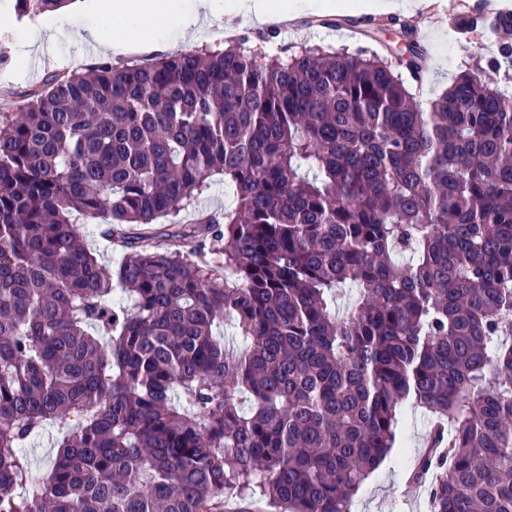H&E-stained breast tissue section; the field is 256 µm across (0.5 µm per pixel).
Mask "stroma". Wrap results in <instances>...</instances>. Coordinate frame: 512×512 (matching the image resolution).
Returning a JSON list of instances; mask_svg holds the SVG:
<instances>
[{"mask_svg":"<svg viewBox=\"0 0 512 512\" xmlns=\"http://www.w3.org/2000/svg\"><path fill=\"white\" fill-rule=\"evenodd\" d=\"M423 8L399 14V24L423 31L430 52L428 70L418 82L421 100H430L445 91L453 80L468 67L476 66L486 56L484 39L479 33L448 39V19L475 11L478 0H425ZM56 23V39L40 50H32L21 41L29 17H17L14 0H0V109L14 110L29 94L42 86L49 74L86 68L100 59L95 45L83 41L80 31L93 23L90 15L72 10L52 12ZM351 20L375 27L384 24L387 34L373 41L359 38L337 27L338 19ZM387 13H351L315 9L304 12L300 18L280 27L260 25L235 16L228 8H221L216 16L204 24L201 33L193 39L176 44V51L197 46L224 47L228 42L241 40L246 46H261L269 54L289 58L302 45H323L349 51L369 50L386 55L393 45L396 26H390ZM432 416L424 409L407 411L402 423L400 448L394 449L353 499L352 512H428L426 490L416 492L407 488L408 474L425 447Z\"/></svg>","mask_w":512,"mask_h":512,"instance_id":"obj_1","label":"stroma"}]
</instances>
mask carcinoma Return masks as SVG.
<instances>
[{
	"label": "carcinoma",
	"instance_id": "carcinoma-1",
	"mask_svg": "<svg viewBox=\"0 0 512 512\" xmlns=\"http://www.w3.org/2000/svg\"><path fill=\"white\" fill-rule=\"evenodd\" d=\"M457 26L512 58V11ZM216 174L234 206L202 211ZM90 219L113 269L83 243ZM161 220V243L117 228ZM409 407L435 419L408 477L436 472L430 512H512L497 85L464 72L423 104L364 50L240 43L97 60L0 112V512H221L228 494L350 512ZM48 424L55 459L21 494L19 448ZM107 224L101 219L81 225L83 239L98 259L106 264L113 265L118 259V253L110 239L103 235Z\"/></svg>",
	"mask_w": 512,
	"mask_h": 512
}]
</instances>
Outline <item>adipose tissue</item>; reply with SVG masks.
<instances>
[{
    "label": "adipose tissue",
    "instance_id": "obj_1",
    "mask_svg": "<svg viewBox=\"0 0 512 512\" xmlns=\"http://www.w3.org/2000/svg\"><path fill=\"white\" fill-rule=\"evenodd\" d=\"M308 0H233L234 13L261 23H281L308 9ZM88 12L96 15L86 28V38L103 53L115 56L132 52L163 51L166 42L157 40L159 28L193 34L216 11V0H88Z\"/></svg>",
    "mask_w": 512,
    "mask_h": 512
}]
</instances>
